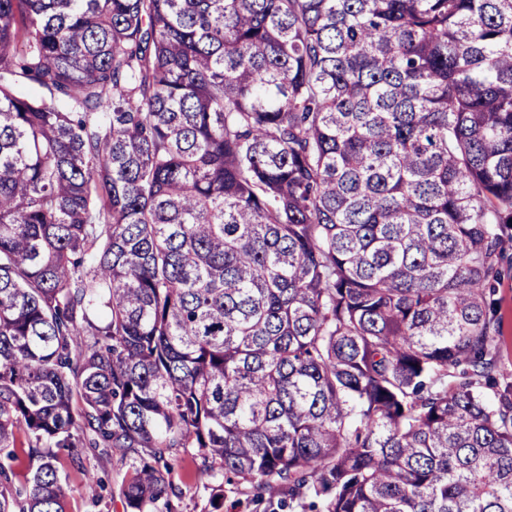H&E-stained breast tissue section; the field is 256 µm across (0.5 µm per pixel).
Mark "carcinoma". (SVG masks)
Returning <instances> with one entry per match:
<instances>
[{
  "label": "carcinoma",
  "instance_id": "cac0c4a2",
  "mask_svg": "<svg viewBox=\"0 0 512 512\" xmlns=\"http://www.w3.org/2000/svg\"><path fill=\"white\" fill-rule=\"evenodd\" d=\"M511 230L512 0H0V512H512ZM507 260L500 266L496 283L494 299L499 318V339L497 347V362L511 377L505 382H512V242L505 245ZM504 381L500 382L503 385ZM83 468L71 467L61 458V469L68 488L67 512H125L121 489L127 477V466L120 455L101 454L92 448H80ZM102 477L109 484L111 494H105L98 503L87 492L89 478ZM195 448H174L167 459L171 464L169 480L171 489L168 492L170 509L164 506L165 500L159 504L163 512H211L210 498L212 489L218 483L209 474L198 469L194 457ZM227 483L223 480V507L219 512H272V508L268 507L267 501L258 504L252 500L251 495L231 493Z\"/></svg>",
  "mask_w": 512,
  "mask_h": 512
}]
</instances>
